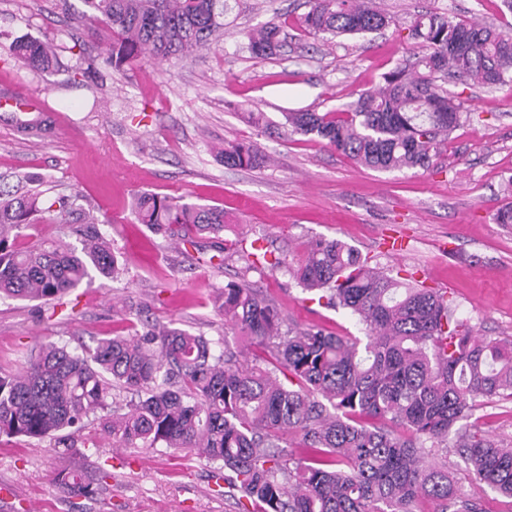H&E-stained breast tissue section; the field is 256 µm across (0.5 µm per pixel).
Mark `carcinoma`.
<instances>
[{"label":"carcinoma","instance_id":"obj_1","mask_svg":"<svg viewBox=\"0 0 512 512\" xmlns=\"http://www.w3.org/2000/svg\"><path fill=\"white\" fill-rule=\"evenodd\" d=\"M83 3V17L107 26L117 71L145 55L170 60L210 45L224 32L228 10V0ZM308 4L301 27L309 34L359 35L389 24L375 0ZM280 34L274 22L245 32L257 56L279 50ZM407 37L424 50L415 68L385 74L345 112L288 113V133L314 135L375 170L434 166L462 115L440 82L512 80V35L432 12ZM10 51L38 70L56 64L53 48L39 40L14 41ZM222 157L234 167L265 163L243 143L224 145ZM133 208L139 223L159 233L190 244L209 234L222 249V208L156 194L136 196ZM76 211L71 196L44 200L40 191L0 189V297L48 304L93 272L106 279L120 273L89 214L79 250L63 240L15 247L12 233L69 224ZM258 243L241 248L239 281L225 284L216 300L224 321L253 341L252 355L227 340L218 351L201 335L160 324L78 351L45 342L22 371H0V435L54 439L93 416L114 447L173 448L223 462L224 480L259 512H415L425 497L438 503L435 512H481L460 491L454 468L461 466L512 497V448L466 423L476 398L512 400V339L473 335L446 293L385 273L325 238L308 244L293 276L327 306L355 316L361 335L298 328L247 279L285 264ZM118 392L131 395L122 413ZM361 416L386 425L369 428ZM450 447L458 457L452 466ZM56 481L71 496L92 493L77 471Z\"/></svg>","mask_w":512,"mask_h":512}]
</instances>
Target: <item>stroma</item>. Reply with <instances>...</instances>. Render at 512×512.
I'll use <instances>...</instances> for the list:
<instances>
[{
	"instance_id": "obj_1",
	"label": "stroma",
	"mask_w": 512,
	"mask_h": 512,
	"mask_svg": "<svg viewBox=\"0 0 512 512\" xmlns=\"http://www.w3.org/2000/svg\"><path fill=\"white\" fill-rule=\"evenodd\" d=\"M376 3L391 18L382 30L313 37L295 26L305 0H230L224 34L209 48L118 73L106 61L108 32L83 19L82 0H0V86L39 101L44 119L41 130L21 131L14 104H0V175L35 173L44 193L79 196L124 268L118 279L83 282L63 309L0 299V370L21 369L39 343L73 349L128 335L141 322L246 346L212 295L237 280L241 244L255 238L286 259L312 239H337L388 273L422 271L428 287H447L478 334L512 336V224L493 220L512 204V82H448L464 115L428 171L369 169L319 139L287 133L285 113L344 109L383 74L414 63L423 49L407 34L419 15L512 29L502 0ZM272 20L284 24L282 48L253 55L244 30ZM23 37L54 47L53 70L29 69L10 53ZM247 111L262 113L263 125L248 123ZM227 142L250 145L266 166L224 165L215 150ZM140 192L222 207L230 218L222 249L207 236L184 244L151 232L131 209ZM392 236L404 241L402 255L384 250ZM248 279L298 327L360 333L355 317L313 299L286 265ZM471 421L512 446L511 402L477 398ZM71 468L94 480L92 496L56 485ZM238 499L220 464L116 448L91 426L66 448L0 437V512H241Z\"/></svg>"
}]
</instances>
